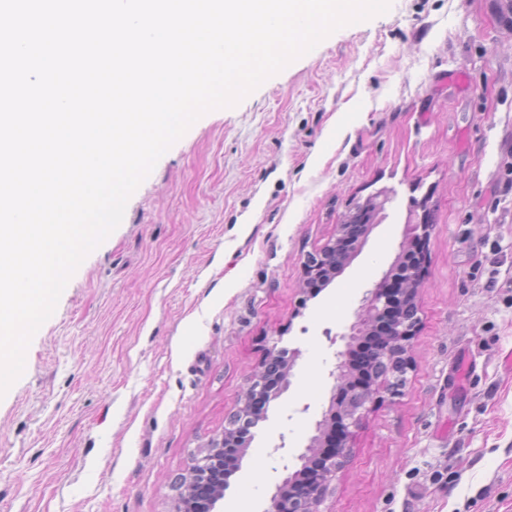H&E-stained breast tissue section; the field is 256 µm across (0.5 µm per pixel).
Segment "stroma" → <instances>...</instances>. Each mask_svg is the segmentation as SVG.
I'll return each mask as SVG.
<instances>
[{"label": "stroma", "mask_w": 512, "mask_h": 512, "mask_svg": "<svg viewBox=\"0 0 512 512\" xmlns=\"http://www.w3.org/2000/svg\"><path fill=\"white\" fill-rule=\"evenodd\" d=\"M386 203L319 294L302 265ZM420 328L320 512H512V11L392 0L209 112L70 277L0 397V512H176L271 347L290 385L220 512L272 497L329 408L337 354L413 226ZM378 197L379 195L369 197L365 200V202H357L355 204V206L345 216L343 223L338 225L336 230V240L324 247V249L320 252L321 256H323L324 251H329L336 247V243L342 238L344 234L345 224L350 226L373 224L374 215L383 207L382 202L377 201Z\"/></svg>", "instance_id": "obj_1"}]
</instances>
